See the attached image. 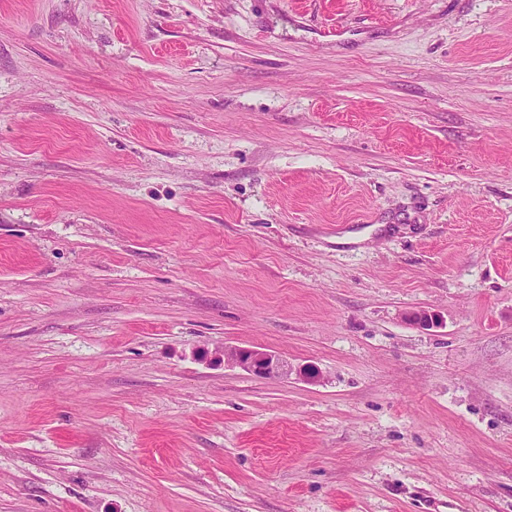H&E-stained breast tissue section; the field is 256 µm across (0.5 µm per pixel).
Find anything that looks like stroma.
I'll list each match as a JSON object with an SVG mask.
<instances>
[{
	"label": "stroma",
	"mask_w": 512,
	"mask_h": 512,
	"mask_svg": "<svg viewBox=\"0 0 512 512\" xmlns=\"http://www.w3.org/2000/svg\"><path fill=\"white\" fill-rule=\"evenodd\" d=\"M0 512H512V0H0ZM224 362L263 378L288 376L293 371L292 366L279 355L247 347H225Z\"/></svg>",
	"instance_id": "35a3bbf8"
}]
</instances>
